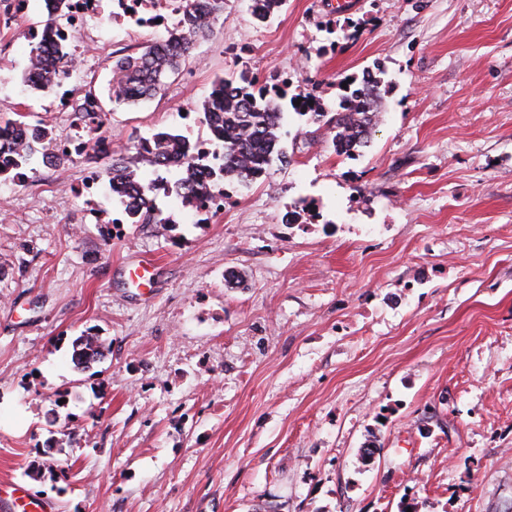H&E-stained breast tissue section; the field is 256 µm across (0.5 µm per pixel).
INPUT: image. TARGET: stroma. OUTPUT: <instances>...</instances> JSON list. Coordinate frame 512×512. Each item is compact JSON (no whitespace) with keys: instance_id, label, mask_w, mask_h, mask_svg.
Returning <instances> with one entry per match:
<instances>
[{"instance_id":"obj_1","label":"stroma","mask_w":512,"mask_h":512,"mask_svg":"<svg viewBox=\"0 0 512 512\" xmlns=\"http://www.w3.org/2000/svg\"><path fill=\"white\" fill-rule=\"evenodd\" d=\"M145 42L113 29L76 80L111 153L0 178V482L53 512H512V0H287L262 25L224 0L150 102H107ZM374 67L359 156L285 108L287 162L212 223L116 224L106 182L73 192L138 138L207 137L218 76L331 110ZM46 105L0 82V116L64 139ZM88 330L109 351L80 371Z\"/></svg>"}]
</instances>
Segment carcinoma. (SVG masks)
<instances>
[{"label": "carcinoma", "mask_w": 512, "mask_h": 512, "mask_svg": "<svg viewBox=\"0 0 512 512\" xmlns=\"http://www.w3.org/2000/svg\"><path fill=\"white\" fill-rule=\"evenodd\" d=\"M64 0H52L47 11V20L42 28H31L36 36L33 48L37 55L50 57L60 68L68 66L69 55L60 37L58 18ZM286 0H253V15L261 22L269 20L273 12L282 8ZM211 24L202 19L195 4H190L179 25L167 31L166 39L159 44L144 48L138 56L118 58L112 65V80L108 98L117 105L139 104L158 93L166 80L178 73L185 56L198 40L206 37ZM384 71L366 70L362 77H352V82L343 88L338 108L333 114L322 108L313 96L297 94L291 97L277 86L259 84L256 77L243 72L240 84L224 77L216 78L211 94L199 110V122L210 132L217 134L216 156L220 174L238 178L240 183H250L266 173L273 159L285 161L286 153L280 147L283 129V101L300 116L308 115L314 123H324L333 133L336 154L353 158L366 146L377 126L383 95L390 91L383 78ZM300 105H294V102ZM15 130L30 134L24 143L11 152V158L0 163V177L9 176L17 169L29 166L44 147L50 132L40 122L27 123L19 119L0 124V142L8 141ZM154 167L152 177L142 178L144 189L150 190L165 177L159 175L169 156L184 148L183 136L172 131H158L151 138ZM128 166L123 157H112L106 169L109 191L119 196L115 180L123 176ZM124 213L133 224H164L161 210L149 197L120 199ZM108 350L100 336L86 333L74 340L73 363L85 369L91 356L105 357Z\"/></svg>", "instance_id": "1"}]
</instances>
